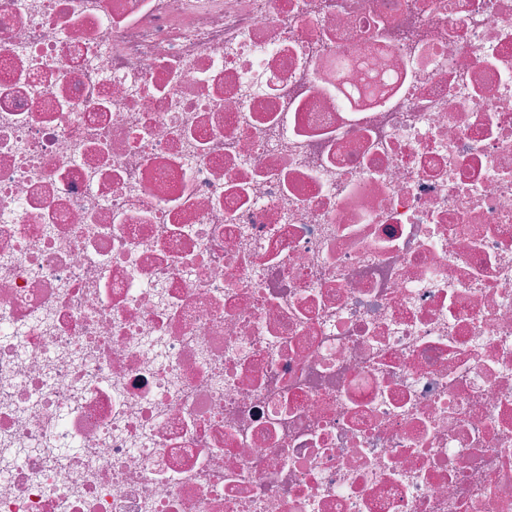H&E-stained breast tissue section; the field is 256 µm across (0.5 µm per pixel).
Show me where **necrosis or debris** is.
<instances>
[{"label": "necrosis or debris", "instance_id": "necrosis-or-debris-1", "mask_svg": "<svg viewBox=\"0 0 512 512\" xmlns=\"http://www.w3.org/2000/svg\"><path fill=\"white\" fill-rule=\"evenodd\" d=\"M0 512H512V0H0Z\"/></svg>", "mask_w": 512, "mask_h": 512}]
</instances>
